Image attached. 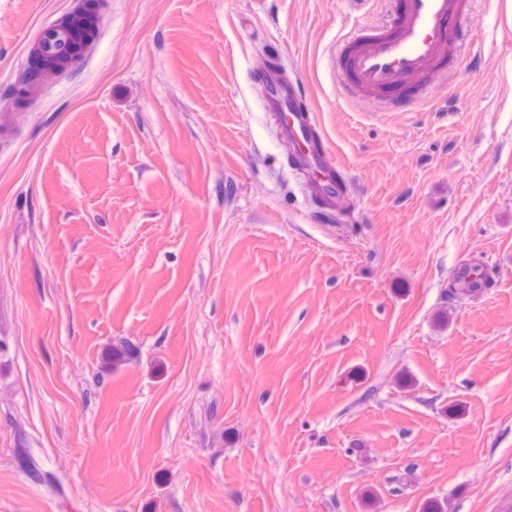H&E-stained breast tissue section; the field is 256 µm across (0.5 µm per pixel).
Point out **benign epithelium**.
<instances>
[{
	"mask_svg": "<svg viewBox=\"0 0 512 512\" xmlns=\"http://www.w3.org/2000/svg\"><path fill=\"white\" fill-rule=\"evenodd\" d=\"M103 0H79L77 6L46 29L31 48L30 56L38 66L22 73L17 90L25 91L73 68L84 56L93 40H76L74 22L85 19L97 28L100 23Z\"/></svg>",
	"mask_w": 512,
	"mask_h": 512,
	"instance_id": "1",
	"label": "benign epithelium"
}]
</instances>
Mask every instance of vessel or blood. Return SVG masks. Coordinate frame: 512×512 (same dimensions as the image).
<instances>
[{
  "label": "vessel or blood",
  "instance_id": "vessel-or-blood-1",
  "mask_svg": "<svg viewBox=\"0 0 512 512\" xmlns=\"http://www.w3.org/2000/svg\"><path fill=\"white\" fill-rule=\"evenodd\" d=\"M381 23L355 28L336 52L343 93L382 106L423 99L435 75L445 72L462 45L461 25L470 19L471 0H392ZM270 92L262 109L281 139L294 149L295 168L314 195L333 206L343 193L342 173L328 161L308 96L277 70L265 76Z\"/></svg>",
  "mask_w": 512,
  "mask_h": 512
}]
</instances>
